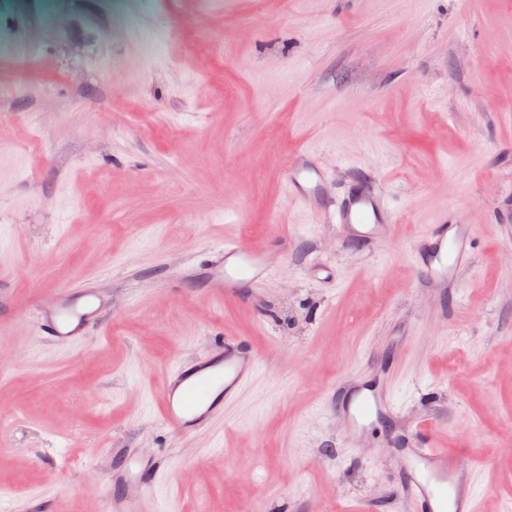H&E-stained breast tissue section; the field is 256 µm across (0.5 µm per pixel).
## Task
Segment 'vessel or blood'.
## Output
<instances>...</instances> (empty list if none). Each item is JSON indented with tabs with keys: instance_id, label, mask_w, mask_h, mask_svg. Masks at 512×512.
Here are the masks:
<instances>
[{
	"instance_id": "1",
	"label": "vessel or blood",
	"mask_w": 512,
	"mask_h": 512,
	"mask_svg": "<svg viewBox=\"0 0 512 512\" xmlns=\"http://www.w3.org/2000/svg\"><path fill=\"white\" fill-rule=\"evenodd\" d=\"M285 180L290 200L309 210L321 208L328 173L311 151L300 150L290 157ZM329 216L345 239L368 244L391 239L397 221L387 190L374 178L350 188ZM473 236L472 224L454 218L443 216L429 225L411 249L412 264L422 274L426 288L444 292L456 286L457 272L471 260ZM204 271L209 298L221 299L242 295L245 288L267 276L269 269L261 256L228 241L217 247ZM102 305L96 291L77 294L63 286L39 294L35 317L47 336L78 341L97 320ZM258 364L255 350L231 336L205 358L173 371L160 393L164 424L182 436L205 430L225 405L239 396ZM336 412L351 439L365 435L379 421L397 416L389 383L379 373L344 376L336 386ZM153 469L152 461L133 458L112 480L127 484ZM474 474L473 461L435 448L429 427L419 423L403 450L397 490L411 503L413 512H476Z\"/></svg>"
}]
</instances>
